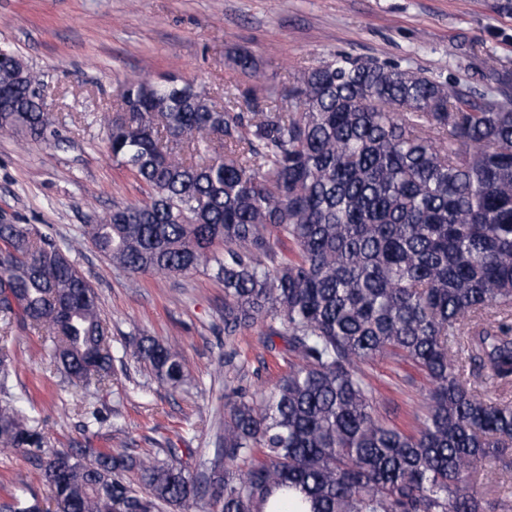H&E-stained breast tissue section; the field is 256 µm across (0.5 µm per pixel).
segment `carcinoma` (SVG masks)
I'll return each instance as SVG.
<instances>
[{"instance_id":"1","label":"carcinoma","mask_w":512,"mask_h":512,"mask_svg":"<svg viewBox=\"0 0 512 512\" xmlns=\"http://www.w3.org/2000/svg\"><path fill=\"white\" fill-rule=\"evenodd\" d=\"M219 103L192 82H125L100 124L113 162L149 190L81 240L130 275L201 268L224 283V336L267 326L288 372L268 392L228 387L210 472L112 451L47 452L21 409L0 406V447L20 450L51 491L18 512H512L487 473H512V75L489 92L338 53L284 89L255 82ZM31 68H0V133L58 139ZM252 111L239 110V99ZM288 244V254L280 245ZM29 224H0V317L51 338L70 384L109 382L98 298L70 254ZM132 356L185 379L175 341L143 336ZM488 374L466 378L463 358ZM421 372L409 430L377 406L365 366ZM14 358L0 346V384ZM135 470L142 489L124 481Z\"/></svg>"}]
</instances>
